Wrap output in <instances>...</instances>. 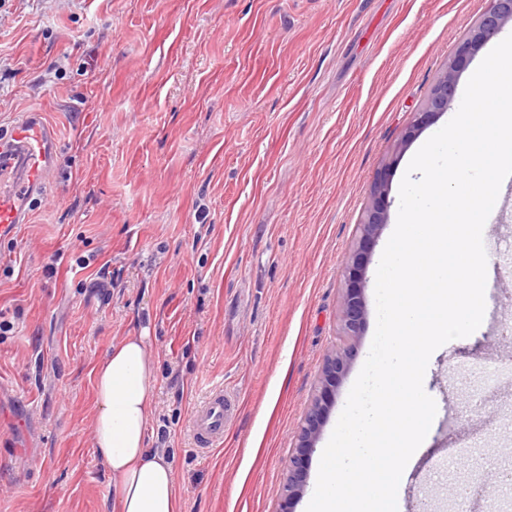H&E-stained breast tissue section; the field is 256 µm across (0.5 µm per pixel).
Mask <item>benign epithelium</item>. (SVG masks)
Returning <instances> with one entry per match:
<instances>
[{"label": "benign epithelium", "mask_w": 512, "mask_h": 512, "mask_svg": "<svg viewBox=\"0 0 512 512\" xmlns=\"http://www.w3.org/2000/svg\"><path fill=\"white\" fill-rule=\"evenodd\" d=\"M512 21V0H489L488 9L469 34L456 46L448 67L435 84L425 106L415 113L414 119L405 132L401 144L412 140L433 117L448 110L457 87L458 75L466 68L484 43L503 24ZM391 164H386L376 175L371 187V203L365 220L360 224L357 249L350 264L345 267V292L342 297L340 317L341 345L329 355L321 371V387L314 399L298 435V445L288 463V477L281 488V512H293L292 504L305 486L306 471L310 453L319 434L323 416L331 397L336 391L351 356L353 342L362 335L365 308L361 283L365 273L368 250L383 224L387 222V198Z\"/></svg>", "instance_id": "obj_1"}]
</instances>
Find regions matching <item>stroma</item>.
I'll list each match as a JSON object with an SVG mask.
<instances>
[{"label": "stroma", "instance_id": "1", "mask_svg": "<svg viewBox=\"0 0 512 512\" xmlns=\"http://www.w3.org/2000/svg\"><path fill=\"white\" fill-rule=\"evenodd\" d=\"M488 0H0V127L58 130L49 188L0 241V512H111L94 451L95 367L147 336L148 446L185 512H281L299 428L339 343L345 265L388 158L365 327L309 458L322 453L376 330L375 279L415 152L399 142ZM512 267L488 265L485 314L430 357V431L398 512H448L468 450L512 469ZM234 405L202 451L193 417ZM482 406L469 407V387ZM231 401L224 387H211L197 410L193 421V438L200 449L217 446L224 438V421L230 411Z\"/></svg>", "mask_w": 512, "mask_h": 512}]
</instances>
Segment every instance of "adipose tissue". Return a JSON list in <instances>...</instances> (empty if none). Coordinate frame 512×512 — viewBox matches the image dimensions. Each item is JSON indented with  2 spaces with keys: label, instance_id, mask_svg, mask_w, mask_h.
<instances>
[{
  "label": "adipose tissue",
  "instance_id": "1",
  "mask_svg": "<svg viewBox=\"0 0 512 512\" xmlns=\"http://www.w3.org/2000/svg\"><path fill=\"white\" fill-rule=\"evenodd\" d=\"M156 356L125 337L95 368L94 449L110 473L112 512H183L167 456L147 446Z\"/></svg>",
  "mask_w": 512,
  "mask_h": 512
}]
</instances>
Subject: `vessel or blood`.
<instances>
[{"mask_svg": "<svg viewBox=\"0 0 512 512\" xmlns=\"http://www.w3.org/2000/svg\"><path fill=\"white\" fill-rule=\"evenodd\" d=\"M59 148L55 127L42 114L23 115L11 128L0 129V239L15 235L28 223L35 200L48 186V175ZM231 401L223 387H211L193 421L200 449L220 444Z\"/></svg>", "mask_w": 512, "mask_h": 512, "instance_id": "b4317fda", "label": "vessel or blood"}]
</instances>
